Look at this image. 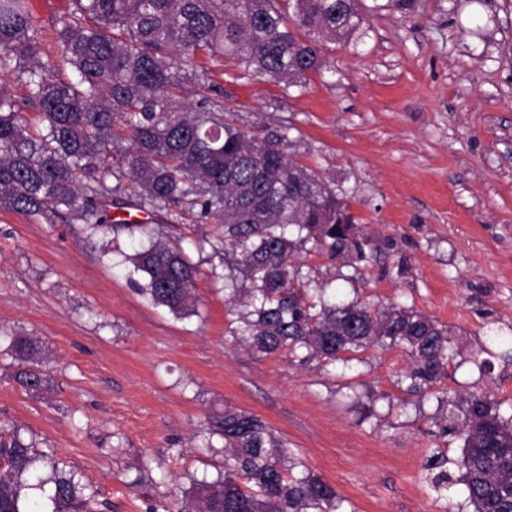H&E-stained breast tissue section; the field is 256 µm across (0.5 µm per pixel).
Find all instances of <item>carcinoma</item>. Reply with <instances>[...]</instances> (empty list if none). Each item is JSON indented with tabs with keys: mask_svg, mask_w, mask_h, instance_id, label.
<instances>
[{
	"mask_svg": "<svg viewBox=\"0 0 512 512\" xmlns=\"http://www.w3.org/2000/svg\"><path fill=\"white\" fill-rule=\"evenodd\" d=\"M361 0H72L52 53L44 52L29 0H0V72L23 83L42 130L28 131L17 102L0 87V207L28 214L64 208L103 231L140 232L129 256L140 290L176 315L195 312L197 264L154 238L149 224H109L102 199L123 192L151 212L183 203L222 233L200 240L228 273L232 341L262 356L347 363L373 346L402 348L408 391L447 376L448 329L414 308L359 298H316L313 278L295 265L306 245L348 264L366 258L344 197L322 172L288 155V128L242 129L234 112L210 100L198 61L230 59L245 77L302 92L322 69L319 45L358 41ZM24 363L38 347L9 338ZM28 390L45 379L26 367ZM463 445L454 465L473 512H512V415L487 395L459 406L440 400ZM208 451L224 456L210 481L192 480L177 512H347L336 488L314 474L251 412L228 405L208 416ZM53 484L47 499L22 489ZM0 512H96L76 473L0 425Z\"/></svg>",
	"mask_w": 512,
	"mask_h": 512,
	"instance_id": "cac0c4a2",
	"label": "carcinoma"
}]
</instances>
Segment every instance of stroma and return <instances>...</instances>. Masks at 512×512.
<instances>
[{
	"label": "stroma",
	"mask_w": 512,
	"mask_h": 512,
	"mask_svg": "<svg viewBox=\"0 0 512 512\" xmlns=\"http://www.w3.org/2000/svg\"><path fill=\"white\" fill-rule=\"evenodd\" d=\"M512 0H413L374 14L358 43H326L306 92L242 77L233 61L203 79L249 131L290 126V154L341 189L367 258L351 267L304 250L327 294L412 306L452 339L448 376L408 391L402 349L305 364L228 343L224 282L200 263L198 312L178 316L138 292L139 236L74 214L0 208V334L44 347L43 389L0 352V421L53 453L98 512H149L180 500L219 463L205 418L224 404L277 430L349 512H473L462 487L434 491L462 441L444 432L439 392L489 393L512 408ZM155 225L198 261L218 226L186 208Z\"/></svg>",
	"instance_id": "1"
}]
</instances>
